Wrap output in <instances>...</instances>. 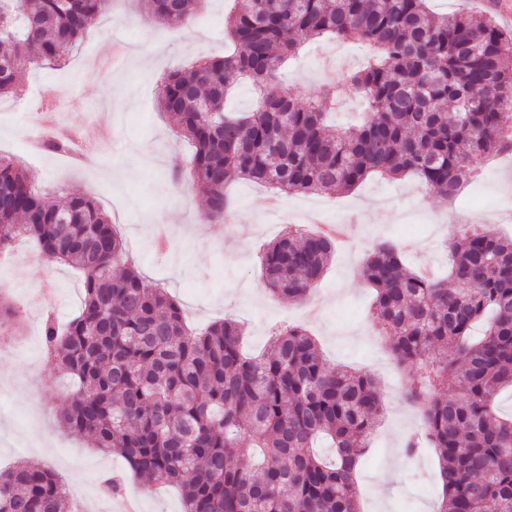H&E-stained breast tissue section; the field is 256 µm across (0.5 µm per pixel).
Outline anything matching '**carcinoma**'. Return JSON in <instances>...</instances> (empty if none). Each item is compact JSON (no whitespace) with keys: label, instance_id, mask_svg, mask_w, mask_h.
I'll use <instances>...</instances> for the list:
<instances>
[{"label":"carcinoma","instance_id":"1","mask_svg":"<svg viewBox=\"0 0 512 512\" xmlns=\"http://www.w3.org/2000/svg\"><path fill=\"white\" fill-rule=\"evenodd\" d=\"M107 2L0 0V97L20 90V60L63 62ZM143 2L157 27L179 29L199 0ZM233 2L224 56L170 71L160 100L174 134L194 146L191 188L206 198L207 219L224 217L233 175L279 195L415 176L452 199L474 163L512 150V33L491 16L439 15L429 0ZM322 38L372 54L342 79L365 102L347 129L327 122L336 97L279 92L285 63ZM243 81L253 104L234 115L225 101ZM19 238L82 273L78 314L63 327L42 323L48 356L75 387L66 429L122 456L143 486H178L183 512H359L357 461L382 411L375 375L328 366L301 327L282 328L258 358L241 352L233 320L189 330L179 301L125 262L92 198L49 205L25 164L0 156V255ZM335 251L327 236L288 231L263 251L266 289L305 300ZM361 273L375 291L374 323L412 373L403 395L420 423L405 451L436 450L438 512H512V416L496 404L512 390V237L460 226L447 280L406 268L391 242L374 246ZM7 331L16 311L0 297ZM244 444L250 468L239 462ZM0 512L73 506L51 468L19 462L0 470Z\"/></svg>","mask_w":512,"mask_h":512}]
</instances>
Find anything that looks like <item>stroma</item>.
Wrapping results in <instances>:
<instances>
[{
	"label": "stroma",
	"instance_id": "1",
	"mask_svg": "<svg viewBox=\"0 0 512 512\" xmlns=\"http://www.w3.org/2000/svg\"><path fill=\"white\" fill-rule=\"evenodd\" d=\"M229 8L228 0H202L187 27L170 30L148 21L142 0H110L65 65L23 63L22 92L0 100V155L19 157L48 203L73 194L93 198L135 267L168 288L193 326L233 319L245 328L246 352L257 355L266 350L273 328L302 324L329 365L374 374L383 413L357 470L360 510L436 512V457L429 448L413 457L401 450L419 416L402 397L407 373L393 365L386 337L370 322L373 291L361 263L376 243L392 239L408 267L447 274L448 252L433 249L430 240L448 237L468 214L480 215L495 232L512 234V223L496 219L512 211V190L504 188L512 181V156L479 160L474 178L453 202L410 177L372 178L348 194L285 196L272 214L264 204L269 190L233 177L230 209L223 219L205 220L203 197L188 190L189 169H182L179 184L167 178L171 158L190 160L192 148L173 133L158 99L173 68L223 56ZM365 59L355 44L341 50L333 39L305 43L299 61L286 68L282 89L302 101L337 95L342 105L333 120L350 127L359 120L361 102L338 80ZM46 127L99 145L83 159L33 148L32 139ZM316 202L324 221H348L352 242L337 244L330 267L311 289L308 300L320 303L322 314L308 323L303 303L265 291L258 253L283 225L303 223ZM0 295L14 303L24 326L17 348H0V365L17 372L16 382L0 379V468L24 460L51 467L86 512H115L118 500L103 486L113 476L124 477L126 491H138L142 512H182L177 490L141 486L121 457L97 452L61 424L70 387L44 354L41 328L45 315L64 323L78 312L83 288L76 272L42 261L33 244L19 243L0 268Z\"/></svg>",
	"mask_w": 512,
	"mask_h": 512
}]
</instances>
